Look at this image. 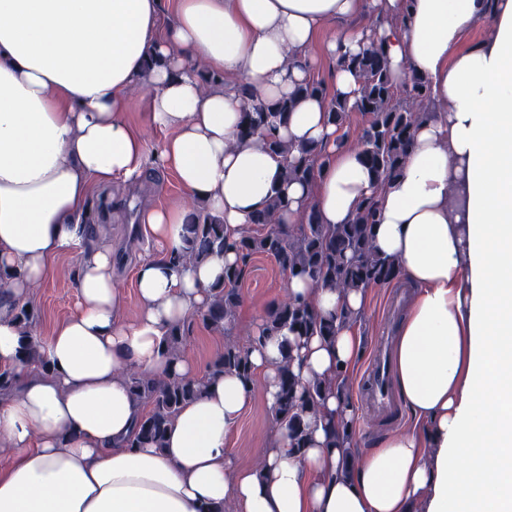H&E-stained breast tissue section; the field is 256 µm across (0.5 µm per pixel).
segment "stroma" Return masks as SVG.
<instances>
[{"label":"stroma","mask_w":512,"mask_h":512,"mask_svg":"<svg viewBox=\"0 0 512 512\" xmlns=\"http://www.w3.org/2000/svg\"><path fill=\"white\" fill-rule=\"evenodd\" d=\"M186 202V194L175 174L154 167L146 171L142 182L136 186H109L94 191L91 221L96 226L97 238L112 244L115 257L113 281L121 292L122 320L132 319L138 311L135 273L140 260L150 249L146 236L135 228L137 211L148 205H183ZM78 266V257L61 256L50 274L32 287L27 302L34 309V336L48 339L53 327L75 310ZM287 288L288 278L273 258L262 254L251 257L239 285L242 303L234 328L241 344L250 342L254 320L265 314L270 305L281 301ZM412 292V287L400 279L374 288L371 305L360 319L365 345L348 386V394L357 408L353 436L356 453H364L375 441L400 430L408 421L407 410L398 397L394 398L391 411H373L363 397V384L377 349L392 346ZM273 426L262 380L254 378L249 402L226 439L229 454L238 466H256Z\"/></svg>","instance_id":"1"}]
</instances>
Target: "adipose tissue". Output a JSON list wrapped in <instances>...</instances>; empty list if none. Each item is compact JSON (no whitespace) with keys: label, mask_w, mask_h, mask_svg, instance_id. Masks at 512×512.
Wrapping results in <instances>:
<instances>
[{"label":"adipose tissue","mask_w":512,"mask_h":512,"mask_svg":"<svg viewBox=\"0 0 512 512\" xmlns=\"http://www.w3.org/2000/svg\"><path fill=\"white\" fill-rule=\"evenodd\" d=\"M360 15L366 23L353 24ZM476 23L486 37L461 47ZM373 40L393 81L425 78L433 105L402 175L382 188L326 119L330 98L360 94L337 60ZM320 58L333 65L329 98L301 100L277 136L329 162L313 180L285 183L263 138L237 141V84L276 101L311 80ZM204 67L228 83L204 88ZM135 86L149 122L168 133L151 155L123 117ZM151 163L176 174L190 203L141 211L156 250L136 269L140 305L125 323L112 247L89 248L83 226L95 189L137 185ZM275 187L289 201L286 225L311 208L321 223L344 224L377 196L375 243L415 289L392 352L410 424L346 466L352 446H335L333 429L356 408L332 387L306 448L291 452L277 427L259 467L242 468L225 440L251 387L224 374L180 410L163 447H127L143 406L126 369L196 377L190 358H170L166 335L206 310L237 260L228 251L173 263L192 207L233 240ZM62 254L80 260L78 303L39 345L44 367L22 363L26 341L0 305V367L20 376L0 397L10 455L0 512H512V0H0V270L13 302ZM288 293L337 320L332 341H294L302 385L352 369L368 292L306 278ZM281 358L280 339L250 345L270 402Z\"/></svg>","instance_id":"obj_1"}]
</instances>
